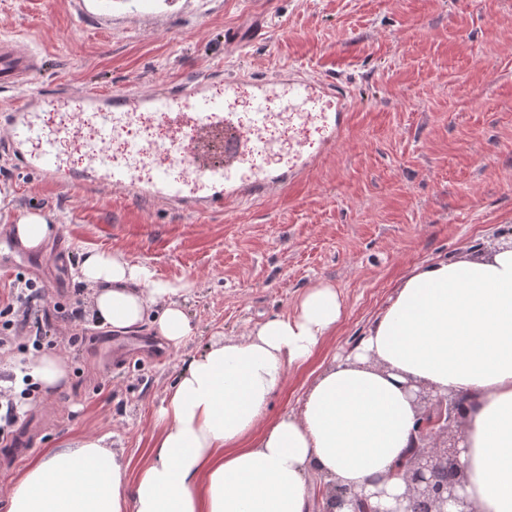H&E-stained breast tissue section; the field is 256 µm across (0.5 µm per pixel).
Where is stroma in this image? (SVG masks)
I'll return each instance as SVG.
<instances>
[{
    "label": "stroma",
    "mask_w": 512,
    "mask_h": 512,
    "mask_svg": "<svg viewBox=\"0 0 512 512\" xmlns=\"http://www.w3.org/2000/svg\"><path fill=\"white\" fill-rule=\"evenodd\" d=\"M18 37L47 56L29 88L50 96L301 68L340 84L350 112L339 145L302 182L206 214L121 190L49 187L0 153V216L44 215L68 235L73 261L117 250L158 277L196 283L183 302L195 331L176 351L147 326H99L73 278L48 289V304L77 311L51 346L68 376L25 396L18 377L31 341L0 348V378L16 375L24 410L14 432L28 441L14 462L0 447V512L33 456L79 434H111L137 474L189 359L216 337L293 312L326 281L341 321L288 370L268 417L298 410L408 277L512 235V0H112L106 12L96 0H0V40ZM26 89H0V113Z\"/></svg>",
    "instance_id": "obj_1"
}]
</instances>
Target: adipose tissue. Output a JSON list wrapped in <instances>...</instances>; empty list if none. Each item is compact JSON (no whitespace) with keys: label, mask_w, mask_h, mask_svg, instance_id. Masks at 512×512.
<instances>
[{"label":"adipose tissue","mask_w":512,"mask_h":512,"mask_svg":"<svg viewBox=\"0 0 512 512\" xmlns=\"http://www.w3.org/2000/svg\"><path fill=\"white\" fill-rule=\"evenodd\" d=\"M77 279L101 324L151 325L171 348L194 326L190 279L159 278L117 251L87 252ZM335 288L315 284L293 313L193 356L156 416L149 461L129 478L107 435L36 458L9 512H310V479L345 486L387 474L417 420L404 385L479 396L463 457L477 512H512V246L421 268L351 352L323 370L298 411L263 424L290 367L336 331Z\"/></svg>","instance_id":"1"}]
</instances>
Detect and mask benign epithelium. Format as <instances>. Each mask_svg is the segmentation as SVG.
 I'll use <instances>...</instances> for the list:
<instances>
[{"label":"benign epithelium","instance_id":"benign-epithelium-1","mask_svg":"<svg viewBox=\"0 0 512 512\" xmlns=\"http://www.w3.org/2000/svg\"><path fill=\"white\" fill-rule=\"evenodd\" d=\"M417 422L404 457L392 472L372 478L359 489L318 483L313 489L315 512H409L422 501L428 512H476L467 493L461 461L466 448L464 426L475 397L441 394L423 384H405Z\"/></svg>","mask_w":512,"mask_h":512}]
</instances>
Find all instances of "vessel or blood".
<instances>
[{
    "mask_svg": "<svg viewBox=\"0 0 512 512\" xmlns=\"http://www.w3.org/2000/svg\"><path fill=\"white\" fill-rule=\"evenodd\" d=\"M42 63L27 41L1 40L0 86L17 87ZM243 96L256 108L248 131L228 110ZM347 112L348 103L334 83L307 79L296 70L274 77L242 72L218 84L209 78L176 86L163 83L148 93L86 92L75 100L31 92L22 104L0 114V147L51 185L122 189L135 198L148 195L166 206L199 213L286 189L321 153L337 146ZM275 120L295 129L294 166L242 170L243 157L277 150L276 142L256 136ZM148 122L168 127L172 138L137 142L122 158H113L112 140ZM314 124L322 133L315 145L308 138ZM70 142L83 148L77 170L66 158L64 146ZM30 262L29 249L14 233L0 234L1 272Z\"/></svg>",
    "mask_w": 512,
    "mask_h": 512,
    "instance_id": "b4317fda",
    "label": "vessel or blood"
}]
</instances>
